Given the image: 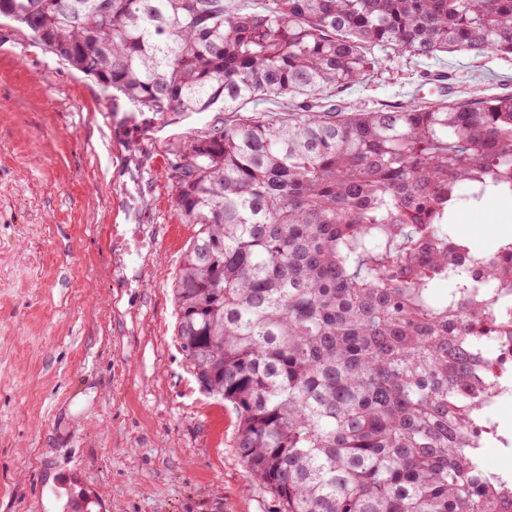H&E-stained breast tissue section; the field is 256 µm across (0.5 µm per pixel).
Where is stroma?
Wrapping results in <instances>:
<instances>
[{
	"instance_id": "obj_1",
	"label": "stroma",
	"mask_w": 512,
	"mask_h": 512,
	"mask_svg": "<svg viewBox=\"0 0 512 512\" xmlns=\"http://www.w3.org/2000/svg\"><path fill=\"white\" fill-rule=\"evenodd\" d=\"M349 110L454 93L512 94V57L378 51ZM218 111L159 119L0 20V512H277L176 338L172 283L197 227L172 185V142ZM512 208H460L492 246Z\"/></svg>"
}]
</instances>
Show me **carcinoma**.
<instances>
[{
  "label": "carcinoma",
  "instance_id": "obj_1",
  "mask_svg": "<svg viewBox=\"0 0 512 512\" xmlns=\"http://www.w3.org/2000/svg\"><path fill=\"white\" fill-rule=\"evenodd\" d=\"M0 17L155 116L230 114L170 148L199 226L177 338L278 512H512L479 432L512 237L475 253L450 230L488 193L512 201V95L320 98L373 73L375 47L512 54V0H0ZM271 96L292 112L246 113Z\"/></svg>",
  "mask_w": 512,
  "mask_h": 512
}]
</instances>
